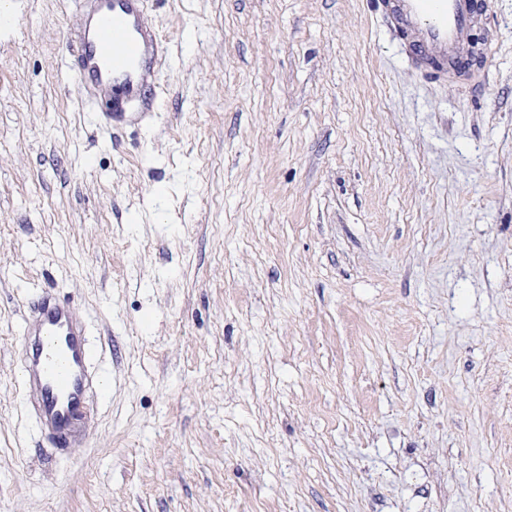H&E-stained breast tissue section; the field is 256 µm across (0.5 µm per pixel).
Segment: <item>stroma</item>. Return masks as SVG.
I'll return each instance as SVG.
<instances>
[{
	"label": "stroma",
	"instance_id": "35a3bbf8",
	"mask_svg": "<svg viewBox=\"0 0 512 512\" xmlns=\"http://www.w3.org/2000/svg\"><path fill=\"white\" fill-rule=\"evenodd\" d=\"M152 126L103 131L75 0H0V512H512V0L430 78L370 0H144ZM106 388L39 432L21 318ZM21 378L42 433L67 443L86 431L93 352L74 305L42 292L21 321Z\"/></svg>",
	"mask_w": 512,
	"mask_h": 512
}]
</instances>
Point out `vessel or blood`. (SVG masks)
I'll return each instance as SVG.
<instances>
[{"mask_svg":"<svg viewBox=\"0 0 512 512\" xmlns=\"http://www.w3.org/2000/svg\"><path fill=\"white\" fill-rule=\"evenodd\" d=\"M84 17L75 53L80 94L108 92L105 130L152 120L159 108L157 61L166 45L142 20L144 0H78ZM390 33L420 71L450 79L473 71L470 39L486 0H380ZM23 385L42 433L69 442L86 431L93 352L74 305L42 292L21 321Z\"/></svg>","mask_w":512,"mask_h":512,"instance_id":"vessel-or-blood-1","label":"vessel or blood"}]
</instances>
